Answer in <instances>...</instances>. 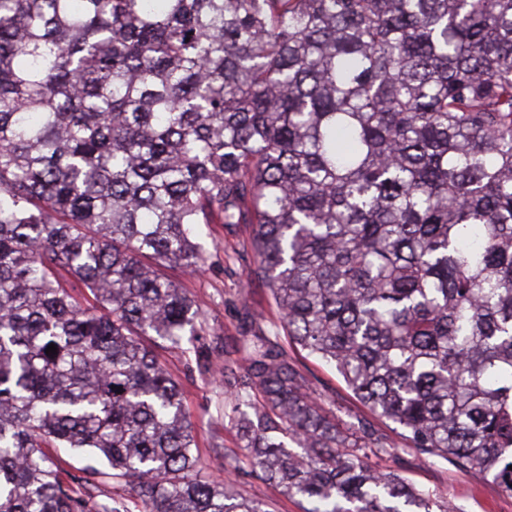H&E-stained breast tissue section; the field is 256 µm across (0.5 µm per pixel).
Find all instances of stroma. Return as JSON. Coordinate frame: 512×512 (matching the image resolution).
Masks as SVG:
<instances>
[{
	"instance_id": "obj_1",
	"label": "stroma",
	"mask_w": 512,
	"mask_h": 512,
	"mask_svg": "<svg viewBox=\"0 0 512 512\" xmlns=\"http://www.w3.org/2000/svg\"><path fill=\"white\" fill-rule=\"evenodd\" d=\"M200 243L205 257L202 269L178 276L177 281L204 315L208 331L204 343L212 369L204 376L189 372L191 356L178 350L165 352L163 358L182 389L204 472L219 474L229 481L235 494L266 503L269 512H303L301 499L281 494L257 478L247 465L236 425L238 401L224 377L225 351L240 345L243 336L250 333L246 310L260 313V325L268 335L281 330L280 314L268 289L246 280L255 261L249 231L240 227L231 232L213 224L203 229ZM288 353L308 378L312 392L337 421L345 425L363 423L380 439V447L367 450L375 467L429 490L438 499L449 501L457 512H512V496L496 483L411 448L402 429L363 406L334 366L294 347Z\"/></svg>"
}]
</instances>
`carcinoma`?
Instances as JSON below:
<instances>
[{
	"instance_id": "carcinoma-1",
	"label": "carcinoma",
	"mask_w": 512,
	"mask_h": 512,
	"mask_svg": "<svg viewBox=\"0 0 512 512\" xmlns=\"http://www.w3.org/2000/svg\"><path fill=\"white\" fill-rule=\"evenodd\" d=\"M202 224L251 228L286 336L417 452L512 494V0H0V512H268L199 474L158 353L206 332L165 273ZM243 351L258 478L452 512ZM92 498V500L99 504H108L112 502V497L129 498L130 490L124 482L112 481V479L104 478L96 481L94 485H86L84 488Z\"/></svg>"
}]
</instances>
